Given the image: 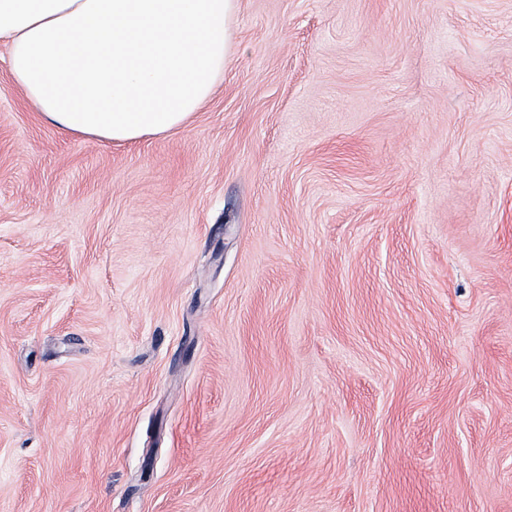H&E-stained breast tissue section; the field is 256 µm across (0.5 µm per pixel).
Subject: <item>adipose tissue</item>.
<instances>
[{
	"mask_svg": "<svg viewBox=\"0 0 512 512\" xmlns=\"http://www.w3.org/2000/svg\"><path fill=\"white\" fill-rule=\"evenodd\" d=\"M236 0H0V41L54 126L110 142L183 128L233 51Z\"/></svg>",
	"mask_w": 512,
	"mask_h": 512,
	"instance_id": "1",
	"label": "adipose tissue"
}]
</instances>
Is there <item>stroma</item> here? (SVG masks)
I'll return each mask as SVG.
<instances>
[{
  "mask_svg": "<svg viewBox=\"0 0 512 512\" xmlns=\"http://www.w3.org/2000/svg\"><path fill=\"white\" fill-rule=\"evenodd\" d=\"M181 130L0 44V512H512V0H237Z\"/></svg>",
  "mask_w": 512,
  "mask_h": 512,
  "instance_id": "stroma-1",
  "label": "stroma"
}]
</instances>
